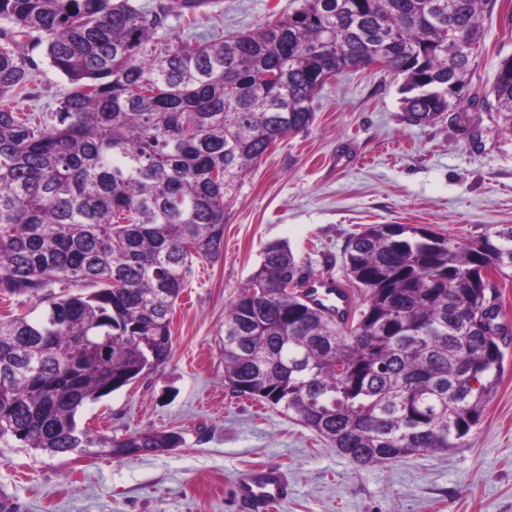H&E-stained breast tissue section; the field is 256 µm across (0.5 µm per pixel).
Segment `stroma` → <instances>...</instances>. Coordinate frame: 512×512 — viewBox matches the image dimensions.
<instances>
[{
    "mask_svg": "<svg viewBox=\"0 0 512 512\" xmlns=\"http://www.w3.org/2000/svg\"><path fill=\"white\" fill-rule=\"evenodd\" d=\"M293 7L217 0L201 27L231 37ZM483 26L465 102L440 122H407L399 80L379 69L327 83L310 129L246 174L221 257L188 269L167 363L77 414L81 426L116 436L175 431L182 447L122 459L0 447V496L18 512H245L233 494L239 475L274 466L294 493L272 512H512V279L502 290L505 371L468 447L359 467L281 410L224 388V311L268 243L288 244L304 272L336 278L360 309L344 247L369 225L417 224L465 242L512 225V132L471 102L512 57V0H496Z\"/></svg>",
    "mask_w": 512,
    "mask_h": 512,
    "instance_id": "35a3bbf8",
    "label": "stroma"
}]
</instances>
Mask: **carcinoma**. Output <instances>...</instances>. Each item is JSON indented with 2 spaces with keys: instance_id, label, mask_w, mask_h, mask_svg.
<instances>
[{
  "instance_id": "carcinoma-1",
  "label": "carcinoma",
  "mask_w": 512,
  "mask_h": 512,
  "mask_svg": "<svg viewBox=\"0 0 512 512\" xmlns=\"http://www.w3.org/2000/svg\"><path fill=\"white\" fill-rule=\"evenodd\" d=\"M208 2L0 0V292L45 305L0 318L1 446H183L172 431L94 433L76 414L167 362L186 270L219 259L246 172L309 130L325 84L377 62L402 78L406 120L436 123L458 108L448 85L468 86L493 0H299L229 40L186 35ZM35 50L70 89L24 112ZM490 95L512 132V58ZM344 254L366 302L338 322L302 298L288 245L264 248L224 314V386L357 466L468 447L504 370L489 278L512 271V226L465 243L374 224Z\"/></svg>"
}]
</instances>
